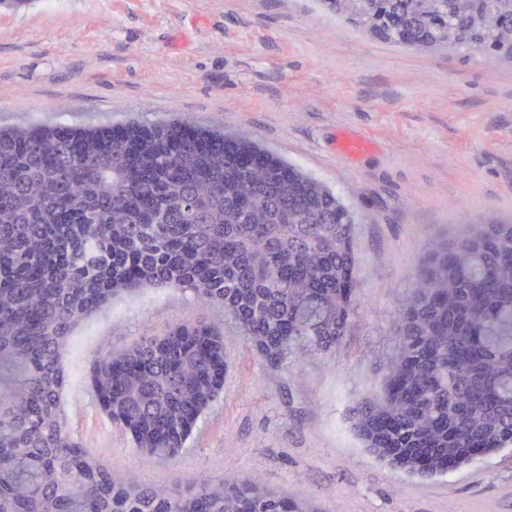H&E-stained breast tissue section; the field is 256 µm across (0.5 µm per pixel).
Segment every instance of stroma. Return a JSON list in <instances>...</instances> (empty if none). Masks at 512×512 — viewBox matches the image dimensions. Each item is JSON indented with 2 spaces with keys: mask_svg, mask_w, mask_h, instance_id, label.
Returning a JSON list of instances; mask_svg holds the SVG:
<instances>
[{
  "mask_svg": "<svg viewBox=\"0 0 512 512\" xmlns=\"http://www.w3.org/2000/svg\"><path fill=\"white\" fill-rule=\"evenodd\" d=\"M180 119L254 141L331 187L355 217L356 310L325 354L278 369L190 293L123 294L74 330L63 401L114 474H255L321 512H512V446L432 478L379 462L353 411L384 388L409 286L464 225L512 222V64L369 38L322 0H26L0 7V128ZM371 151L338 160L342 137ZM224 324V387L168 460L146 461L90 385L104 352Z\"/></svg>",
  "mask_w": 512,
  "mask_h": 512,
  "instance_id": "stroma-1",
  "label": "stroma"
}]
</instances>
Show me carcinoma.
I'll return each mask as SVG.
<instances>
[{
    "label": "carcinoma",
    "mask_w": 512,
    "mask_h": 512,
    "mask_svg": "<svg viewBox=\"0 0 512 512\" xmlns=\"http://www.w3.org/2000/svg\"><path fill=\"white\" fill-rule=\"evenodd\" d=\"M430 53L498 52L512 0H326ZM354 219L313 176L183 122L0 129V512H318L255 475L153 485L114 476L61 402L73 329L121 293L221 307L273 367L316 357L355 309ZM218 323L95 361L91 386L152 459L184 447L224 381ZM384 389L354 410L375 457L410 474L512 443V225L476 222L410 284Z\"/></svg>",
    "instance_id": "cac0c4a2"
}]
</instances>
